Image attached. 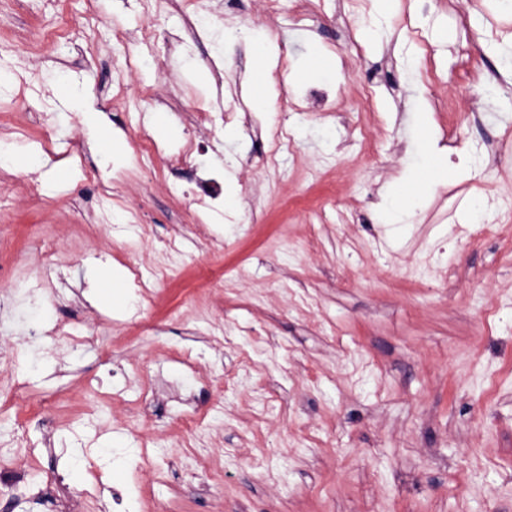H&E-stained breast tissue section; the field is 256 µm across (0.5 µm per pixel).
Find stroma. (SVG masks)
Here are the masks:
<instances>
[{"instance_id": "stroma-1", "label": "stroma", "mask_w": 512, "mask_h": 512, "mask_svg": "<svg viewBox=\"0 0 512 512\" xmlns=\"http://www.w3.org/2000/svg\"><path fill=\"white\" fill-rule=\"evenodd\" d=\"M191 2L0 0V140L47 161L0 167V471L27 483L0 512H113L116 485L138 512H512V0H319L300 23L290 0ZM59 23L66 44L32 47ZM202 104L237 114L225 136L190 123ZM419 107L448 174L390 224ZM189 134L203 152L172 169ZM207 168L236 208L185 197ZM475 194L493 210L471 219ZM63 95L77 112H84V120L90 127L102 126V113L95 111L88 112V108L82 94L76 87L70 83L66 84L63 88Z\"/></svg>"}]
</instances>
